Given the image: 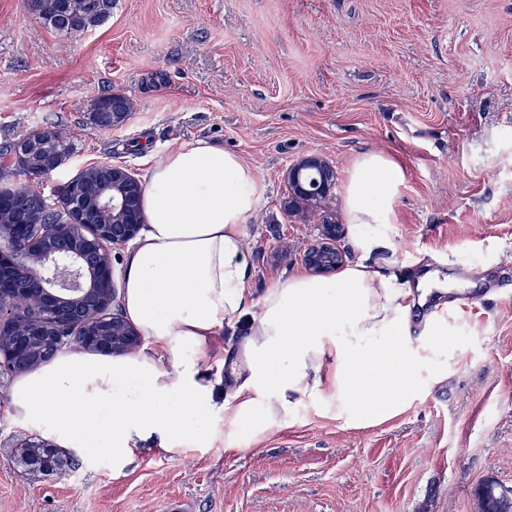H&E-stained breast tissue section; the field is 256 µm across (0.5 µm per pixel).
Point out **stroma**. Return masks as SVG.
Returning <instances> with one entry per match:
<instances>
[{"mask_svg": "<svg viewBox=\"0 0 512 512\" xmlns=\"http://www.w3.org/2000/svg\"><path fill=\"white\" fill-rule=\"evenodd\" d=\"M110 92L132 110L99 130L90 104ZM46 127L74 146L48 197L104 162L144 177L185 143L240 155L265 186L247 220L256 298L304 271L323 217L357 259L349 172L384 152L405 178L378 269L480 308L448 310L447 381L393 419L353 426L306 404L236 448L216 435L174 459L139 452L119 478L103 453L52 475L19 466L40 435L12 421L16 376L0 370V512H475L481 483L512 489V0H117L73 38L0 0V142ZM311 153L335 188L288 213L283 173Z\"/></svg>", "mask_w": 512, "mask_h": 512, "instance_id": "35a3bbf8", "label": "stroma"}]
</instances>
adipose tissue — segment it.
<instances>
[{
	"mask_svg": "<svg viewBox=\"0 0 512 512\" xmlns=\"http://www.w3.org/2000/svg\"><path fill=\"white\" fill-rule=\"evenodd\" d=\"M404 181L380 152L355 161L346 186V214L359 231V258L335 279L296 274L272 283L260 298L247 286L246 220L265 188L239 155L205 141L181 144L153 162L142 197L144 227L131 243L121 279L125 320L150 345L133 356L76 349L15 380L9 410L77 456H93L104 413L112 415L105 453L125 475L136 442L172 457L182 438L223 434L238 442L242 427L277 429L303 404L327 402L358 424L396 416L423 383H441L434 369L421 379L423 354H441V314L410 333L414 310L429 294L403 288L396 273L375 268L388 248L384 233ZM245 325L224 349V398L198 360L223 331Z\"/></svg>",
	"mask_w": 512,
	"mask_h": 512,
	"instance_id": "ef3b65f1",
	"label": "adipose tissue"
}]
</instances>
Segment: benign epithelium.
<instances>
[{"label":"benign epithelium","mask_w":512,"mask_h":512,"mask_svg":"<svg viewBox=\"0 0 512 512\" xmlns=\"http://www.w3.org/2000/svg\"><path fill=\"white\" fill-rule=\"evenodd\" d=\"M335 168L320 155H307L290 164L284 178L288 183V211L299 204H316L324 200L335 185ZM83 192L70 201V208L81 209L85 200L94 202L97 223L86 237L85 249H103L106 258L89 262L80 253L43 248L48 239L62 233L47 230L40 236L33 229L41 226L42 213L34 211L29 224H15L8 211L0 209V367L15 373L22 368L13 366L18 355L32 360L41 356V349L92 347L102 353L116 350L132 352L142 343L136 329L128 323L112 321L98 312L88 313L82 320L81 334L68 340L54 334L36 339L32 333L40 324L16 312L12 299L19 285L36 289L44 309L51 312L52 329L70 324L67 305L80 301L89 292L100 291L101 306L108 307L117 299V287L112 270L110 248L121 247L139 234L144 223L141 203L142 185L125 166H112V178L103 180L88 176L81 180ZM340 226L334 221L322 226V238L303 253V263L314 274H327L344 262V255L334 242Z\"/></svg>","instance_id":"obj_1"}]
</instances>
